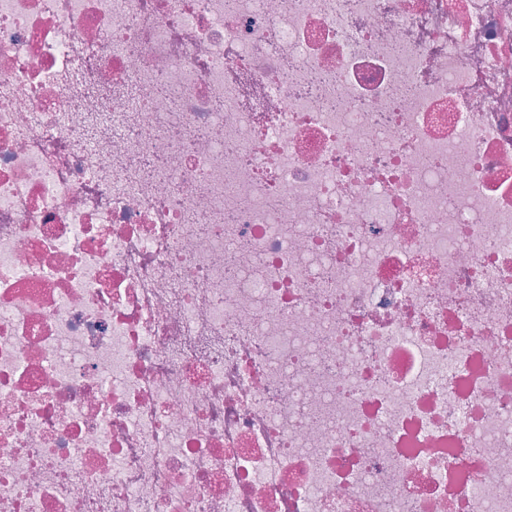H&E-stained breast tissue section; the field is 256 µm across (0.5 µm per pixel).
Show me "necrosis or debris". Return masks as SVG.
<instances>
[{"label": "necrosis or debris", "instance_id": "necrosis-or-debris-1", "mask_svg": "<svg viewBox=\"0 0 512 512\" xmlns=\"http://www.w3.org/2000/svg\"><path fill=\"white\" fill-rule=\"evenodd\" d=\"M0 512H512V0H0Z\"/></svg>", "mask_w": 512, "mask_h": 512}]
</instances>
